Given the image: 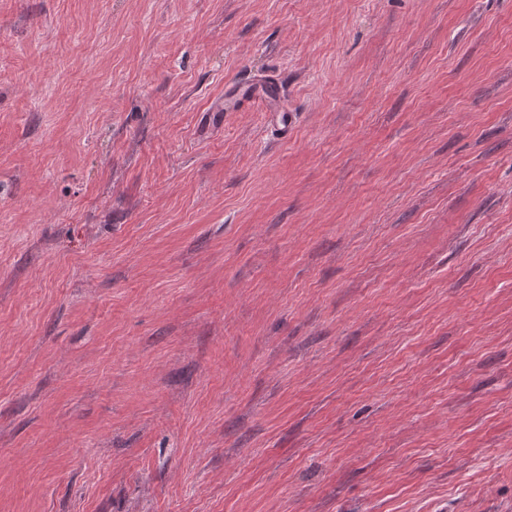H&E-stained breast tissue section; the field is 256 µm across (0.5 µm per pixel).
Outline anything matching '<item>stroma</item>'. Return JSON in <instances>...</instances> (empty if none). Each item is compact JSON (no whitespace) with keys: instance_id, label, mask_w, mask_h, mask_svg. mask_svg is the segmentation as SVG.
<instances>
[{"instance_id":"stroma-1","label":"stroma","mask_w":512,"mask_h":512,"mask_svg":"<svg viewBox=\"0 0 512 512\" xmlns=\"http://www.w3.org/2000/svg\"><path fill=\"white\" fill-rule=\"evenodd\" d=\"M0 512H512V0H0ZM283 98L284 88L279 80L247 76L229 86L224 95L214 99L209 109L211 112H227L238 109L243 101L251 100L265 103L267 112L274 120L278 115L274 112H279V103Z\"/></svg>"}]
</instances>
